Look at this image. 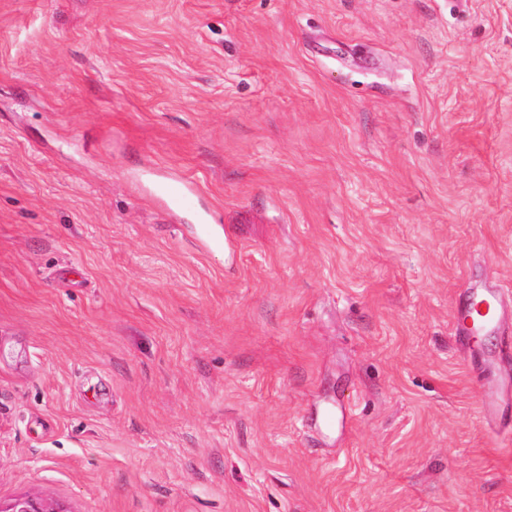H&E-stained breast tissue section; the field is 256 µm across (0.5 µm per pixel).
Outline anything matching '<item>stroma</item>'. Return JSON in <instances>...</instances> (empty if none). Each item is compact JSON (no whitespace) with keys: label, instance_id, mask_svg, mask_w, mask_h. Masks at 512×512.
<instances>
[{"label":"stroma","instance_id":"35a3bbf8","mask_svg":"<svg viewBox=\"0 0 512 512\" xmlns=\"http://www.w3.org/2000/svg\"><path fill=\"white\" fill-rule=\"evenodd\" d=\"M468 288L512 309V0H0L1 501L512 512ZM164 189L169 209L179 212H184L187 208H191L199 193L198 185L189 180L170 183L164 186ZM496 293V291H491L490 294H484L479 293V289L470 288L467 291L465 301L459 306L454 338L465 352L462 361L467 366L469 365V357L475 351V348L471 345L472 337L485 331L499 329L501 317ZM482 304L489 308L488 315L484 317H480L476 310V306ZM503 400V390L500 385L487 381L482 386L480 397V413L485 420H492L499 415Z\"/></svg>","mask_w":512,"mask_h":512}]
</instances>
